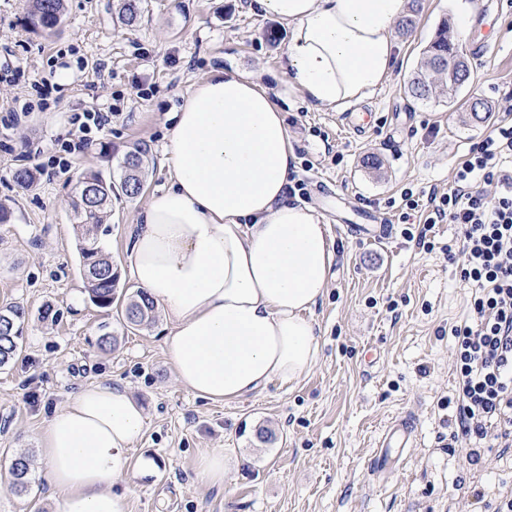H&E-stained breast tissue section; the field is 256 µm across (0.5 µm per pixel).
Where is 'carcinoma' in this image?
Instances as JSON below:
<instances>
[{"mask_svg":"<svg viewBox=\"0 0 512 512\" xmlns=\"http://www.w3.org/2000/svg\"><path fill=\"white\" fill-rule=\"evenodd\" d=\"M143 0H120L119 18L130 24L143 13ZM420 11V0H410L406 15L398 22V30L404 34L414 26V17ZM65 15V0H28L26 26L41 35H50L61 25ZM459 47L448 37V25H443L436 36L424 48V64L412 74L406 86V94L415 101H429L440 95L453 99L462 85L449 77V68L455 63ZM147 149L136 146L119 161L120 174L105 176L100 172L83 173L76 182L77 198L74 211L79 224L78 256L79 271L86 285L89 299L102 309L112 308L119 300L117 287L119 275L112 257L100 244L98 228L107 216L112 199L134 197L142 188L144 158ZM155 306L147 293L137 290L124 302L122 313L127 324L144 326L154 319ZM26 312L14 305L0 310V368L8 366L21 352V323ZM29 459L20 456L12 462L13 483L20 492L27 491Z\"/></svg>","mask_w":512,"mask_h":512,"instance_id":"obj_1","label":"carcinoma"}]
</instances>
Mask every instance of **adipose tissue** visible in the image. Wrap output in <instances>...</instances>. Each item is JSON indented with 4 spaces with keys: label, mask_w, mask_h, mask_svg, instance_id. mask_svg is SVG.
Here are the masks:
<instances>
[{
    "label": "adipose tissue",
    "mask_w": 512,
    "mask_h": 512,
    "mask_svg": "<svg viewBox=\"0 0 512 512\" xmlns=\"http://www.w3.org/2000/svg\"><path fill=\"white\" fill-rule=\"evenodd\" d=\"M409 0H255L287 25L289 88L336 108L392 74ZM169 185L132 226L134 280L168 324L174 379L232 402L272 381H299L320 351L309 316L330 283L332 244L313 208L286 198L296 156L281 106L261 75L213 69L182 97L164 145ZM142 407L108 382L82 387L38 437L59 512H128L112 484L159 462L128 453Z\"/></svg>",
    "instance_id": "adipose-tissue-1"
}]
</instances>
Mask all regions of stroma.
<instances>
[{"label": "stroma", "mask_w": 512, "mask_h": 512, "mask_svg": "<svg viewBox=\"0 0 512 512\" xmlns=\"http://www.w3.org/2000/svg\"><path fill=\"white\" fill-rule=\"evenodd\" d=\"M467 0H422L415 29L400 37L401 54L383 85L352 107L309 104L289 90L285 72L288 30L254 12L251 0H148L133 25L117 17V0H66L64 21L44 37L24 24L26 0H0V308L26 311L21 355L0 369V512H55L53 493L39 469L21 493L9 480L19 456L36 459L38 436L54 409L80 387L111 381L143 408L146 427L129 453L160 460L150 477L113 484L130 512H495L512 494V449L469 464V442L456 434L453 325L467 314L468 296L442 245L460 229L438 224L430 251L402 234V190L445 189L470 147L500 119L512 97V0H487L462 46L473 78L455 102H416L404 84L440 24L457 36ZM498 40L495 54L474 48ZM217 67L261 71L283 95L285 122L296 155L295 180L306 184L305 204L323 217L335 252L330 286L314 307L320 352L299 382H272L232 403L196 398L172 375L163 346L165 321L129 327L120 313L96 307L78 269L76 214L71 202L80 174H113L123 154L147 149L142 192L112 205L100 238L134 292L128 256L130 226L148 198L169 181L163 147L168 118L189 88ZM47 83V111L12 122L33 82ZM489 106L475 123L469 97ZM95 106L112 120L70 159L68 172L41 175L20 188L18 167L28 151L52 154L69 138L73 113ZM369 114L361 131L350 115ZM332 154H325V145ZM379 156L380 171L365 168ZM373 211L390 227L382 242L370 229L348 234L356 208ZM114 337L100 350L102 331ZM410 416L412 447L374 478L367 466L384 428ZM272 442L257 439L260 428ZM225 448L241 460L223 486L202 483L196 459Z\"/></svg>", "instance_id": "1"}]
</instances>
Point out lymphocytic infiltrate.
<instances>
[{
    "instance_id": "1",
    "label": "lymphocytic infiltrate",
    "mask_w": 512,
    "mask_h": 512,
    "mask_svg": "<svg viewBox=\"0 0 512 512\" xmlns=\"http://www.w3.org/2000/svg\"><path fill=\"white\" fill-rule=\"evenodd\" d=\"M71 122L80 136L61 143L39 172L67 171L68 157L85 149L110 122L108 113L88 109L74 113ZM512 119L501 118L490 133L472 145L456 168L446 192L422 194L404 188V207H426L422 232L405 230V237L425 242L434 225L451 223L461 229L459 248L442 246L448 260L456 262L460 280L470 292V313L453 326L457 381L453 401L462 435L474 440L467 458L478 463L479 442L491 439L499 447H512ZM496 188L487 202L481 184Z\"/></svg>"
}]
</instances>
